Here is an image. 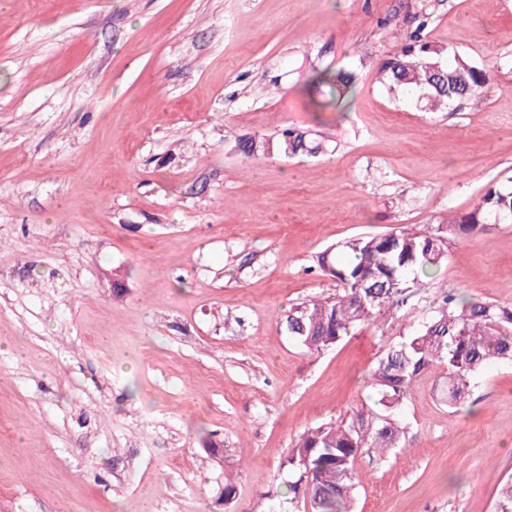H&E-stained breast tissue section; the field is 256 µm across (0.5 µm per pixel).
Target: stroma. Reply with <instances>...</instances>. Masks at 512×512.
Wrapping results in <instances>:
<instances>
[{
    "label": "stroma",
    "mask_w": 512,
    "mask_h": 512,
    "mask_svg": "<svg viewBox=\"0 0 512 512\" xmlns=\"http://www.w3.org/2000/svg\"><path fill=\"white\" fill-rule=\"evenodd\" d=\"M426 37L489 70L423 112L378 70ZM352 75L343 110L319 111ZM307 132L322 154L244 157ZM512 187V0H0V512H307L295 440L375 402L370 374L442 291L512 306V224L452 241L405 316L319 354L284 329L317 258ZM411 384L355 512H495L512 364L449 412ZM237 494L225 501L224 478Z\"/></svg>",
    "instance_id": "1"
}]
</instances>
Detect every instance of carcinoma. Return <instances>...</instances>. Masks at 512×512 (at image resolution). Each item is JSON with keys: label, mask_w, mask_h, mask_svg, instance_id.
Here are the masks:
<instances>
[{"label": "carcinoma", "mask_w": 512, "mask_h": 512, "mask_svg": "<svg viewBox=\"0 0 512 512\" xmlns=\"http://www.w3.org/2000/svg\"><path fill=\"white\" fill-rule=\"evenodd\" d=\"M426 26L427 20H421L409 42L382 64L381 81L392 91L412 95L415 105L429 112L454 110L486 95L490 72L423 40ZM239 147L247 156L275 149L285 157L321 149L297 129L284 130L274 146L250 136ZM497 223H512V189H488L471 211L445 224L352 237L326 249L318 266L342 292L292 307L285 319L288 336L320 353L358 325L387 311H402L419 276L428 275L445 257L448 242L473 238ZM491 362H512V306L445 293L435 314L404 342L389 346L372 372L382 411L361 410L348 422L321 424L299 436L288 456L289 490L309 502L312 512H351L355 458L365 449L399 447L404 427L394 414L413 380L431 367H446L442 398L455 409L470 394L472 377ZM496 512H512V480L501 485Z\"/></svg>", "instance_id": "cac0c4a2"}]
</instances>
